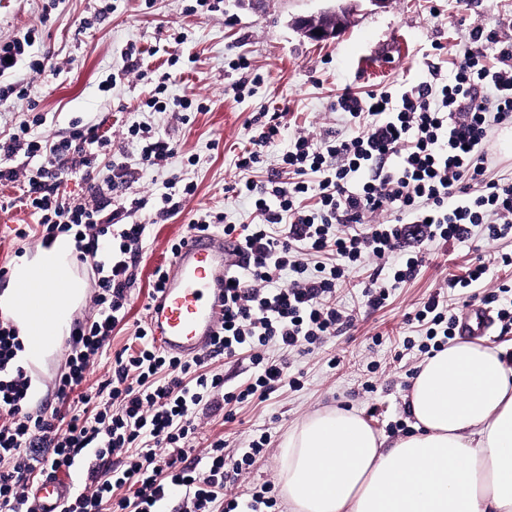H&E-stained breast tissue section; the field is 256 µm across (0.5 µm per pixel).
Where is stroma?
Masks as SVG:
<instances>
[{
	"mask_svg": "<svg viewBox=\"0 0 512 512\" xmlns=\"http://www.w3.org/2000/svg\"><path fill=\"white\" fill-rule=\"evenodd\" d=\"M331 6V0H220L210 10L196 7L195 0H61L50 10L46 0H0V43L36 34L34 46L9 77L16 85H33L36 99L13 95L0 101V136L17 132L38 111L46 118L39 128L42 135L61 139L74 123L89 124L134 165L138 151L126 140V128L147 122L175 143L177 152L143 171L137 182L113 191V203L153 199L162 183L176 175L197 184L179 215L159 222L154 209L139 212L148 229L134 271L127 323L91 363L90 385L107 379L116 354L131 342L137 326L145 325L153 272L169 264L172 246L189 236L192 216L210 209L223 213L228 224L258 223L252 203L234 193L235 183H260L277 173L278 157L296 133L318 140L329 130L349 132L348 118L336 109L344 91L396 96L426 78L429 66L451 73L460 48L477 29L494 33L502 44L512 43V0H386L382 5L355 0L348 26L335 40L316 43L294 29V17ZM398 32L410 40L394 55L391 39ZM132 44L142 51L137 63L170 73V94L202 98L207 111L191 113L186 124L180 113L148 111L145 101L153 85L131 74L135 62L127 48ZM34 59L43 61V74L31 71ZM273 113L278 137L265 148L261 163L240 171L238 154ZM34 222L18 184L0 185V268L13 267L18 256L40 248V240L16 235ZM425 252L419 275L392 289L375 311L361 297L367 269L352 274L337 296L354 315L353 327L312 351L284 356L289 373L301 378L300 389L283 387L266 400L201 417L199 444L223 438L227 455H241L253 440H268L230 494L243 496L277 482L289 428L326 409L357 410L388 441L397 440L391 424L409 417L406 373L424 359L403 346L407 339L422 341L408 316L445 278L463 274L473 256L465 247L430 245ZM67 357L68 344L60 342L33 374L32 407L66 414L55 384L67 369ZM368 381L374 391L365 390Z\"/></svg>",
	"mask_w": 512,
	"mask_h": 512,
	"instance_id": "stroma-1",
	"label": "stroma"
}]
</instances>
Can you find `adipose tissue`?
<instances>
[{"mask_svg": "<svg viewBox=\"0 0 512 512\" xmlns=\"http://www.w3.org/2000/svg\"><path fill=\"white\" fill-rule=\"evenodd\" d=\"M73 234L20 256L0 313L20 361L66 327ZM413 431L386 443L358 413H317L288 433L278 480L291 512H512V366L496 349L456 342L418 367L407 396Z\"/></svg>", "mask_w": 512, "mask_h": 512, "instance_id": "ef3b65f1", "label": "adipose tissue"}]
</instances>
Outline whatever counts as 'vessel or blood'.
<instances>
[{"mask_svg":"<svg viewBox=\"0 0 512 512\" xmlns=\"http://www.w3.org/2000/svg\"><path fill=\"white\" fill-rule=\"evenodd\" d=\"M231 252L223 235L204 232L191 235L174 255L165 285L147 314L151 334L166 353L200 354L218 332L224 312V280L232 269ZM492 326L487 308L472 304L460 315L457 331L463 336H482ZM70 493L65 481L45 477L32 492V506L35 512H63Z\"/></svg>","mask_w":512,"mask_h":512,"instance_id":"b4317fda","label":"vessel or blood"}]
</instances>
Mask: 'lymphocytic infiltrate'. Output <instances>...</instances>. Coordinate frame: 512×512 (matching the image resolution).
Here are the masks:
<instances>
[{
	"label": "lymphocytic infiltrate",
	"mask_w": 512,
	"mask_h": 512,
	"mask_svg": "<svg viewBox=\"0 0 512 512\" xmlns=\"http://www.w3.org/2000/svg\"><path fill=\"white\" fill-rule=\"evenodd\" d=\"M464 46L452 76L430 70L399 98L390 93L360 97L345 92L337 101L356 130L326 135L320 142L294 138L279 157L291 181H245L238 194L250 198L263 217L259 224H228L222 213L190 219V229L206 232L223 225L236 243V269L224 281V321L210 349L193 358L157 355L147 328H137L130 345L115 356L111 376L87 384L92 360L126 319L132 270L142 250L146 226L136 215L147 202L113 204L101 189L92 203H74L60 191L64 174L89 166L91 157L112 148L91 126L73 127L68 137L33 136L45 122L35 114L17 133L0 141V183L15 182L18 158L34 168L22 196L37 219L35 236L49 241L74 233L79 261L105 251L97 264V320L70 333L68 370L58 381L59 402L84 405L68 423L45 410L28 411L32 379L19 365L22 342L11 323L0 319V512H32L31 474H68L85 464L83 491L68 499L65 512H164L180 497L188 512H269L277 504L272 484L250 499L226 498L228 483L249 466L262 442H251L239 457L224 454L217 438L197 454L195 412H210L249 400L266 399L277 388L300 387L280 357L308 352L351 324L336 292L356 270L371 266L361 295L369 309L381 308L397 284L414 278L424 248L497 241L512 235V178L495 177L497 160L488 149L503 125H512V44L498 51L499 66L479 62L477 43ZM138 165L113 156L112 172L121 182L137 181L144 169L172 157L176 147L146 125H131ZM318 206L301 207L303 198ZM512 266V253L493 261L476 255L464 275L424 299L414 313L426 340L405 341V349L426 353L455 334L452 298L464 303L498 304L503 329H512L511 291L480 293L493 265ZM278 347L271 355L269 347ZM252 350L256 369L246 384L225 390L213 359ZM131 496H118L121 488Z\"/></svg>",
	"instance_id": "obj_1"
}]
</instances>
